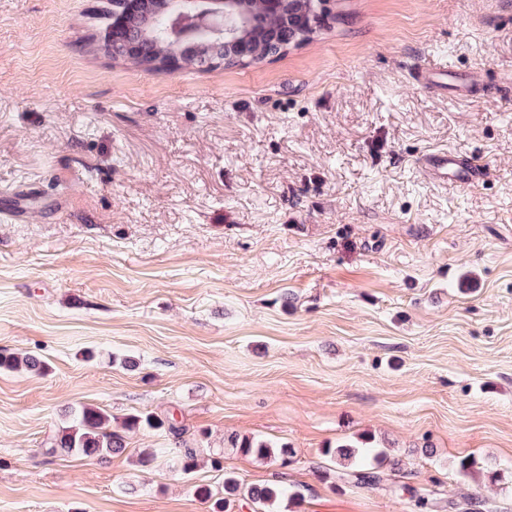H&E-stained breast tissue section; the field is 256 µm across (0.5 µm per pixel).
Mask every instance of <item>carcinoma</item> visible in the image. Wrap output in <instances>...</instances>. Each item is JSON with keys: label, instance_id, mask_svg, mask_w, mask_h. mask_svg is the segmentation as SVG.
<instances>
[{"label": "carcinoma", "instance_id": "cac0c4a2", "mask_svg": "<svg viewBox=\"0 0 512 512\" xmlns=\"http://www.w3.org/2000/svg\"><path fill=\"white\" fill-rule=\"evenodd\" d=\"M249 9L253 16L258 18L261 27L277 30L287 41L294 38V32L278 21L276 14L268 10L264 0H252ZM154 13L153 22L148 26L142 20H131L127 30L119 34L114 46L115 52L122 55L130 46L135 50L136 58L151 62L156 60L163 50L174 47L180 50L183 56L196 61V66L205 65L208 55L189 50L190 42L180 39L181 31L174 29L173 26L174 21L189 16L184 0H166L161 6L156 4ZM22 368L41 374L45 370V365L32 356L19 358L0 353V370L14 371ZM126 426L130 429H165L177 440L182 438L183 434V429L172 419H163L152 413L133 414L127 418ZM231 447L245 455L252 454L258 457L274 453L273 447L266 442L248 437L232 439ZM123 449L124 440L110 428L109 416L87 406L77 411L72 423L62 428L51 442V453L66 456L105 457L119 453ZM324 455L335 460L353 462L354 468L343 473L344 479L349 483L370 488L379 485L380 465L386 461L393 466L397 465V461L389 458L386 452H378L372 448L342 445L324 449ZM210 465L212 469L224 472V496H216L207 485L197 486L195 493L201 501L213 502L212 512H230L231 503L237 500L246 501L253 512H278L276 506L284 499L295 508L301 507L302 496L290 491L278 480L262 486L247 487L233 474L224 471V458L213 457L210 459Z\"/></svg>", "mask_w": 512, "mask_h": 512}]
</instances>
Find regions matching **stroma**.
<instances>
[{
    "label": "stroma",
    "mask_w": 512,
    "mask_h": 512,
    "mask_svg": "<svg viewBox=\"0 0 512 512\" xmlns=\"http://www.w3.org/2000/svg\"><path fill=\"white\" fill-rule=\"evenodd\" d=\"M104 4L0 0V353L47 367L0 371V512H209L228 472L302 512H512V0H335L262 61L162 73L87 51ZM444 148L485 178L431 180ZM84 406L124 451L48 455ZM346 444L399 468L322 480ZM174 419L161 418L153 413H139L127 418L126 426L130 429L149 428L152 430L165 429L177 440L182 438L183 429L173 422ZM231 447L237 448L238 451L245 455H256L257 457H267L268 455L274 454L273 448H279V456L281 457V465L287 466L292 458L293 452L285 446L272 447L264 441H256L253 438H234L231 439Z\"/></svg>",
    "instance_id": "obj_1"
}]
</instances>
